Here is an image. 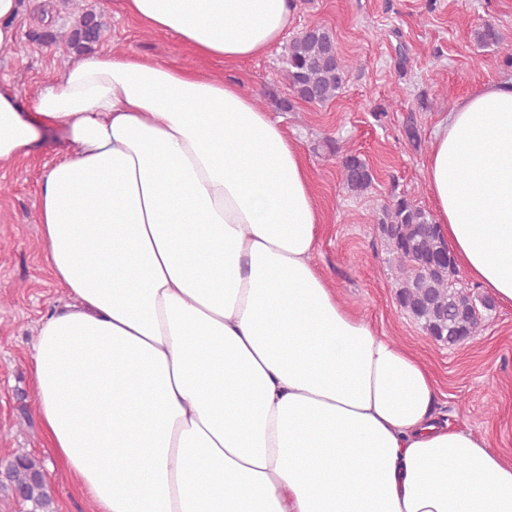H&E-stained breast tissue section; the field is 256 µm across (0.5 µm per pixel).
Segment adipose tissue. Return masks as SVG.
<instances>
[{
	"label": "adipose tissue",
	"mask_w": 512,
	"mask_h": 512,
	"mask_svg": "<svg viewBox=\"0 0 512 512\" xmlns=\"http://www.w3.org/2000/svg\"><path fill=\"white\" fill-rule=\"evenodd\" d=\"M198 55L257 58L296 0H120ZM49 128L44 260L66 292L32 345L37 414L95 512H512V461L436 404L404 346L313 261L305 157L234 81L128 54L32 104L0 85V162ZM429 198L458 264L512 307V80L436 125Z\"/></svg>",
	"instance_id": "1"
}]
</instances>
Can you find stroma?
<instances>
[{
    "label": "stroma",
    "mask_w": 512,
    "mask_h": 512,
    "mask_svg": "<svg viewBox=\"0 0 512 512\" xmlns=\"http://www.w3.org/2000/svg\"><path fill=\"white\" fill-rule=\"evenodd\" d=\"M296 4L287 37L320 22L348 65L339 95L323 105L298 101L290 111L277 109L274 97L288 93L283 46L245 62L201 58L176 37L126 16L119 0H23L19 47L0 48V82L29 98L57 81L77 57L69 38L86 13L109 30L108 40L93 44L92 52L126 53L236 80L299 142L323 216L314 262L341 301L426 365L438 408L452 424L486 437L512 458V308L494 307L481 336L450 348L435 342L400 309L376 224L397 195L429 206L425 162L443 112L482 85L512 78V61L474 39L475 31L490 23L512 42V0ZM410 123L418 129L420 147L405 136ZM64 139V133H53L28 157L0 162V459L27 452L42 463L57 512H92L47 446L31 378L38 323L65 297L45 265L38 226L39 184ZM349 154L360 155L372 170L367 192H348L341 183L338 161Z\"/></svg>",
    "instance_id": "1"
}]
</instances>
